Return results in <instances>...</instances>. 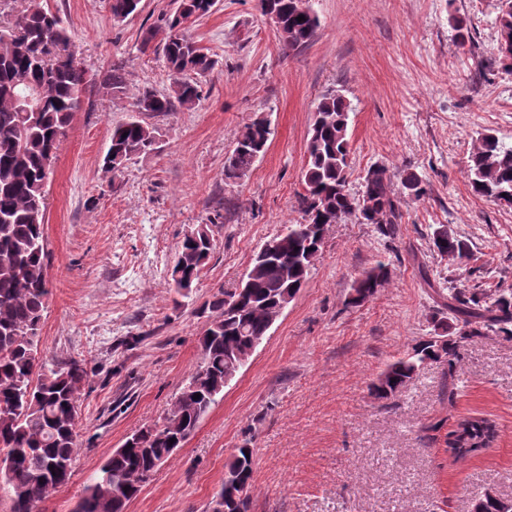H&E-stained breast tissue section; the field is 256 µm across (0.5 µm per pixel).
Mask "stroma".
Segmentation results:
<instances>
[{"label":"stroma","mask_w":512,"mask_h":512,"mask_svg":"<svg viewBox=\"0 0 512 512\" xmlns=\"http://www.w3.org/2000/svg\"><path fill=\"white\" fill-rule=\"evenodd\" d=\"M63 20L89 73L48 179L50 294L41 346L51 361L82 359L78 453L68 483L37 512H74L102 460L163 420L201 361L200 308L238 286L254 252L302 222L306 144L323 94L351 104L348 188L386 166L409 172L422 197L403 198L395 238L348 219L331 225L294 300L274 321L195 433L144 485L128 512H211L224 466L253 450L250 512H472L477 493L512 498V337L461 349L457 389L427 366L397 396L371 384L432 329L438 307L421 275L450 286L512 288V207L475 194L468 160L479 134L512 145V72L497 58L501 0H310L312 41L285 48L258 0H218L185 33L216 66L198 77L195 107L147 116L156 148L119 176L102 169L112 129L143 90L169 92L164 20L177 0H141L115 21L109 0H42ZM471 31L459 45L454 19ZM154 30L143 46L146 30ZM122 63L126 88L102 81ZM269 120V147L242 180L224 163L244 126ZM214 223L213 250L191 300L175 306L168 270L184 235ZM450 226L471 254L440 256ZM384 263L387 283L359 307L353 281ZM467 417L495 422L491 448L457 459L450 431Z\"/></svg>","instance_id":"obj_1"}]
</instances>
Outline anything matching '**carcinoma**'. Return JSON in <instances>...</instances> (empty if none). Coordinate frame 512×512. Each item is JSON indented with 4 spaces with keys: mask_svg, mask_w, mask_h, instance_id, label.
<instances>
[{
    "mask_svg": "<svg viewBox=\"0 0 512 512\" xmlns=\"http://www.w3.org/2000/svg\"><path fill=\"white\" fill-rule=\"evenodd\" d=\"M300 2L277 0L281 40L290 49L307 44L319 26L317 15ZM140 3L110 0L113 18L124 20L138 12ZM213 8L214 0H180L175 14L165 20L173 35L163 54L175 81L167 95L142 92L137 111L163 114L178 105L191 109L200 100L199 85L184 74H206L215 60L182 30ZM300 15L305 20L298 21ZM498 24L501 66L512 71V0H503ZM88 83L87 72L74 60L66 29L41 0H30L11 25H0V499L8 500L9 512H35L39 502L68 482L78 451L80 399L91 370L83 360H46L39 331L49 295L46 185ZM104 83L113 93L123 91L122 67L112 66ZM350 111L343 94L330 91L321 96L307 141L304 222L288 224L264 242L276 255L262 264L252 259L246 296L236 288L221 289L203 305L211 321L200 340L201 362L189 382L162 422L141 428L106 457L74 512H125L223 393L224 372L234 357L266 336L279 303L295 298L303 288L328 226L352 217L390 235L402 219L401 198L425 194L415 173L407 174L401 190L395 191L384 166L367 171L359 192L348 190ZM157 134L155 127L135 117L113 127L103 169L115 174L130 160L150 153ZM270 135L266 120L248 123L224 164V179L246 177L255 157L265 153ZM468 168L474 193L512 206V146L484 134L469 156ZM433 244L442 256L469 258V245L450 228L438 230ZM212 249L209 224L197 225L183 238L169 273L176 292L187 293L199 281ZM387 278V266L378 263L353 282L348 304H363ZM428 286L443 299L449 321L438 320L433 332L386 366L373 385L378 399L396 396L428 363L446 369L451 396L464 342L491 332L512 336V289L444 290L431 281ZM496 432V424L487 418H466L450 433L448 451L459 458L482 451L494 442ZM251 453L245 444L225 465L218 495L228 512H249ZM472 512H512V498L487 490L474 500Z\"/></svg>",
    "mask_w": 512,
    "mask_h": 512,
    "instance_id": "cac0c4a2",
    "label": "carcinoma"
}]
</instances>
